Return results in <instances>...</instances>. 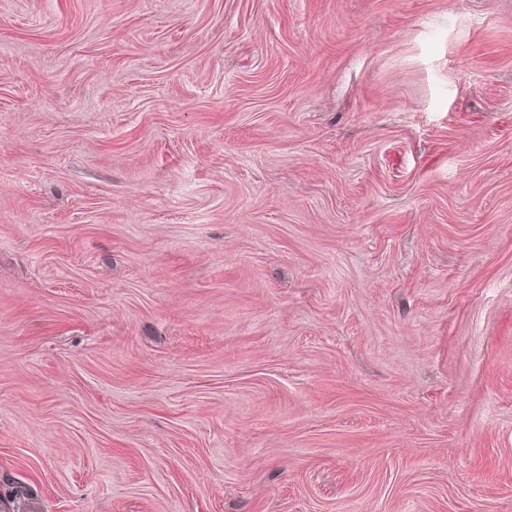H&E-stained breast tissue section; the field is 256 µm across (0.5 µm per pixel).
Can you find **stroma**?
I'll use <instances>...</instances> for the list:
<instances>
[{
    "label": "stroma",
    "instance_id": "35a3bbf8",
    "mask_svg": "<svg viewBox=\"0 0 512 512\" xmlns=\"http://www.w3.org/2000/svg\"><path fill=\"white\" fill-rule=\"evenodd\" d=\"M0 512H512V0H0Z\"/></svg>",
    "mask_w": 512,
    "mask_h": 512
}]
</instances>
